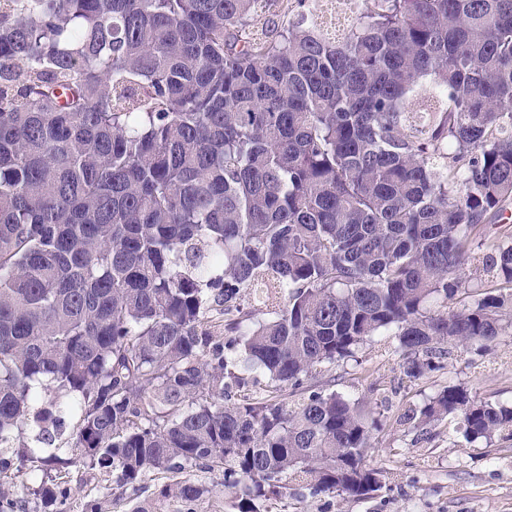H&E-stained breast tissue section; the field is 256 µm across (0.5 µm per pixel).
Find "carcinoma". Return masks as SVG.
<instances>
[{
  "label": "carcinoma",
  "instance_id": "cac0c4a2",
  "mask_svg": "<svg viewBox=\"0 0 512 512\" xmlns=\"http://www.w3.org/2000/svg\"><path fill=\"white\" fill-rule=\"evenodd\" d=\"M0 0V478L95 470L229 512L367 499L379 421L305 386L381 337L417 380L512 331V0ZM512 436L448 383L407 421Z\"/></svg>",
  "mask_w": 512,
  "mask_h": 512
}]
</instances>
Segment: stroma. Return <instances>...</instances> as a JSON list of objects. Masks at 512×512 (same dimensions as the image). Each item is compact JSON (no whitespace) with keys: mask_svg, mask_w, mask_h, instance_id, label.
<instances>
[{"mask_svg":"<svg viewBox=\"0 0 512 512\" xmlns=\"http://www.w3.org/2000/svg\"><path fill=\"white\" fill-rule=\"evenodd\" d=\"M404 361L387 342H375L358 360L336 364L312 382L363 399L380 419L370 461L384 470V488L363 500L296 494L270 503L269 512H512V440L457 445L449 423L422 429L401 420L450 382L483 400L512 402V335L483 354L452 347L444 371L412 382L400 379ZM90 502L100 512L129 509L110 477L91 473L64 512H85Z\"/></svg>","mask_w":512,"mask_h":512,"instance_id":"obj_1","label":"stroma"}]
</instances>
